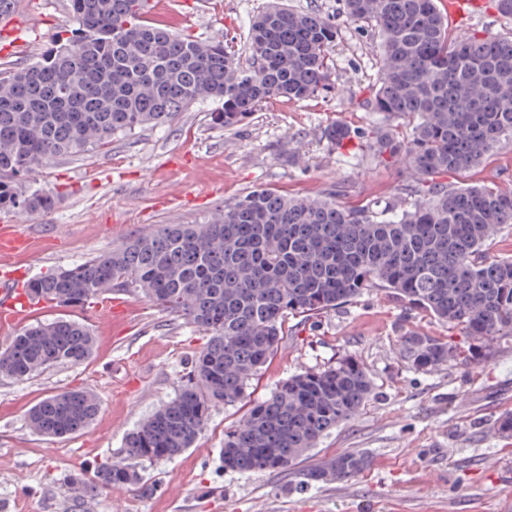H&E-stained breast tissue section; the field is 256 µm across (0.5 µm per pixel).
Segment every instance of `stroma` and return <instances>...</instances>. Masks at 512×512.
<instances>
[{
    "mask_svg": "<svg viewBox=\"0 0 512 512\" xmlns=\"http://www.w3.org/2000/svg\"><path fill=\"white\" fill-rule=\"evenodd\" d=\"M344 3L150 0L151 19L202 40L227 35L241 54L252 18L271 6L328 16L343 31L332 57L333 83L304 101H270L230 131L211 127L214 104L202 101L164 123L113 138L105 151L63 156L36 170L31 186L55 192L58 202L50 212L21 219L35 240V255L19 259L28 277L82 263L160 224L199 223L252 191L330 193L345 207L409 209L415 197L404 164L378 158L370 148L386 124L363 105L377 78L380 37L350 23ZM16 15L24 24L21 44L0 56L12 63L32 61L72 26L67 0H18ZM449 24L461 36H512V22L488 0H464ZM334 124L351 130L339 148L324 135ZM437 180L451 189L512 190V140H501L480 164ZM117 297L128 309L109 323L98 321L88 305L42 301L33 308L34 322L66 317L86 324L96 352L88 363L59 365L26 381L0 377V512H503L512 503V434L498 429L512 413V337L481 356L460 330L382 288L326 313L289 319L287 336L250 389L251 399H263L291 375L343 355L367 369L368 404L294 469H225L224 433L243 411L219 406L192 448L143 463L144 487L75 497L65 477L119 459L127 434L177 394L206 342L204 332L140 293ZM409 330L443 338L458 358L414 367L398 345ZM67 390L97 395L93 424L62 438L31 433L32 406ZM342 452L368 455L369 468L344 481L299 487V470Z\"/></svg>",
    "mask_w": 512,
    "mask_h": 512,
    "instance_id": "35a3bbf8",
    "label": "stroma"
}]
</instances>
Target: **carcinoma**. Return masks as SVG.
<instances>
[{
    "label": "carcinoma",
    "instance_id": "obj_1",
    "mask_svg": "<svg viewBox=\"0 0 512 512\" xmlns=\"http://www.w3.org/2000/svg\"><path fill=\"white\" fill-rule=\"evenodd\" d=\"M147 0H69L74 20L59 48L22 68L0 67V215L47 212L53 193L28 177L58 156L104 151L112 136L167 121L199 101L217 107L214 128L232 130L268 100L304 101L331 81L342 36L317 13L274 6L249 31L243 63L224 36L174 33L145 16ZM347 18L378 32L379 68L367 107L407 120L373 141L406 166L423 197L390 215L336 199L254 191L201 224H162L83 263L30 280L34 299L77 307L112 290H133L209 335L185 383L143 420L123 456L65 484L77 497L144 485L140 464L192 447L213 407L245 401L287 335L288 318L310 317L386 288L489 353L512 336V258L490 245L512 227V190L438 189L436 175L478 164L512 139V36L454 37L435 0H345ZM403 356L420 369L455 360L435 336L406 331ZM95 352L75 320L36 322L0 351V375L28 379ZM367 370L345 355L297 373L249 404L224 433V468L286 471L370 400ZM100 403L89 390L35 404L29 429L65 437L87 428ZM370 465L344 452L299 472L304 485L341 481Z\"/></svg>",
    "mask_w": 512,
    "mask_h": 512
}]
</instances>
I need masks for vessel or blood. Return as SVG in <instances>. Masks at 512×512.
Returning <instances> with one entry per match:
<instances>
[{
  "label": "vessel or blood",
  "mask_w": 512,
  "mask_h": 512,
  "mask_svg": "<svg viewBox=\"0 0 512 512\" xmlns=\"http://www.w3.org/2000/svg\"><path fill=\"white\" fill-rule=\"evenodd\" d=\"M31 238L20 225L0 226V329L24 322L33 306L22 282L25 270L16 263L18 253L28 252Z\"/></svg>",
  "instance_id": "1"
}]
</instances>
